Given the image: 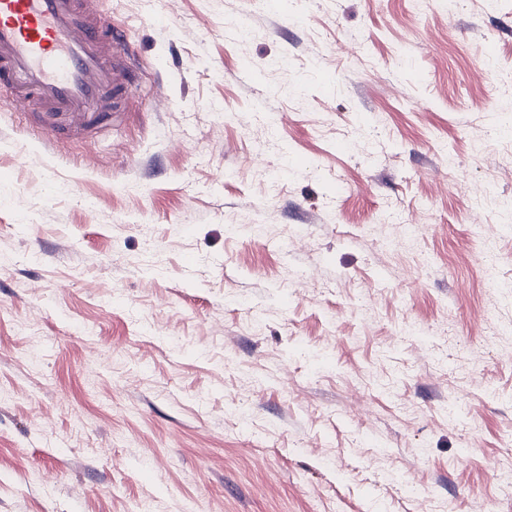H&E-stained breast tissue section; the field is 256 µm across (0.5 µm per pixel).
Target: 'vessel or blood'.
I'll return each mask as SVG.
<instances>
[{
  "label": "vessel or blood",
  "mask_w": 512,
  "mask_h": 512,
  "mask_svg": "<svg viewBox=\"0 0 512 512\" xmlns=\"http://www.w3.org/2000/svg\"><path fill=\"white\" fill-rule=\"evenodd\" d=\"M134 79L101 0H0V88L17 110L94 126Z\"/></svg>",
  "instance_id": "obj_1"
}]
</instances>
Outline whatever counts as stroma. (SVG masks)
<instances>
[{
    "label": "stroma",
    "mask_w": 512,
    "mask_h": 512,
    "mask_svg": "<svg viewBox=\"0 0 512 512\" xmlns=\"http://www.w3.org/2000/svg\"><path fill=\"white\" fill-rule=\"evenodd\" d=\"M102 8L121 115L0 101V512H512V0Z\"/></svg>",
    "instance_id": "35a3bbf8"
}]
</instances>
